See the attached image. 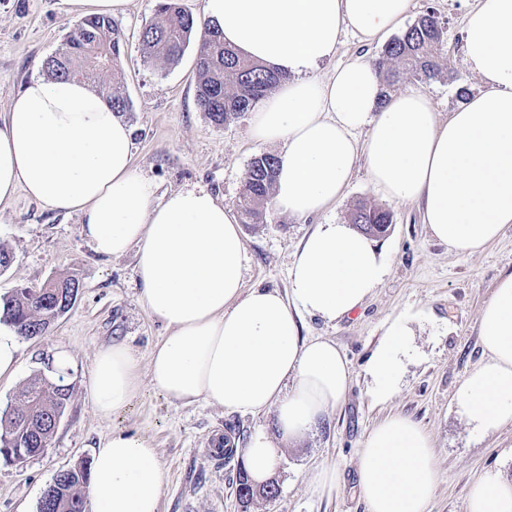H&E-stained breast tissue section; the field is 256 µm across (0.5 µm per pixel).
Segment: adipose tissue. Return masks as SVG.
I'll use <instances>...</instances> for the list:
<instances>
[{
	"mask_svg": "<svg viewBox=\"0 0 512 512\" xmlns=\"http://www.w3.org/2000/svg\"><path fill=\"white\" fill-rule=\"evenodd\" d=\"M409 0H204L203 20L227 45L286 79L252 110V134L281 150L276 206L307 218L341 201L357 160L387 200L412 202L434 238L470 256L512 224V0H477L463 30L466 63L484 88L438 120L429 97L409 91L379 104L375 66L357 58L328 76L314 72L343 28L372 44L404 19ZM131 127L82 78L32 75L0 118V205L17 190L49 210L74 214L99 255L137 252L147 313L169 329L148 376L185 405L274 413L280 440L296 442L346 399L353 376L335 342L300 333L301 314L350 316L385 273L383 254L349 224H320L302 241L287 294L245 288L242 230L202 188H154L133 163ZM482 356L456 401L485 433L512 427V272L478 313ZM408 329L390 326L370 355L371 393L393 395ZM140 386L139 362L121 343L100 347L88 390L103 418L125 409ZM255 431L244 465L266 482L281 454ZM165 481L151 439L121 428L93 452V512H159ZM438 481L430 433L396 413L369 431L357 487L366 512H428ZM468 512H512V481L473 482Z\"/></svg>",
	"mask_w": 512,
	"mask_h": 512,
	"instance_id": "obj_1",
	"label": "adipose tissue"
}]
</instances>
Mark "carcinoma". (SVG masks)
Here are the masks:
<instances>
[{
	"label": "carcinoma",
	"instance_id": "carcinoma-1",
	"mask_svg": "<svg viewBox=\"0 0 512 512\" xmlns=\"http://www.w3.org/2000/svg\"><path fill=\"white\" fill-rule=\"evenodd\" d=\"M156 15L157 19L146 23L141 30L143 57L175 62L197 33L201 21L184 10L178 0H157ZM444 39V27L434 12L428 11L402 34L389 40L373 60L382 80L378 105L385 104L403 80L427 84L437 79L441 75L439 57ZM123 50V33L112 18L93 16L68 36L63 46L44 61L43 67L52 78L96 80L108 72L117 74ZM196 69L197 105L216 125L249 111L286 79L242 58L224 44L219 32L209 28L199 43ZM277 169L278 160L273 155L261 154L251 161L241 191L242 223H262V205L271 197ZM351 223L367 234H382L392 223V216L380 208L360 205L353 211ZM77 285V279L66 276L50 279L46 287L21 286L0 297V321L14 327L23 339L39 336L48 318L70 309L69 289ZM71 397L72 387L59 371L51 378L41 371L28 377L18 400L0 411V447L20 448L27 458L33 456V449L44 450L53 438L49 420L66 411ZM91 476L88 461L67 469L57 484L50 508L40 502L37 512H85L83 508L75 509V504L86 502ZM236 487L242 491L239 500L243 503L257 493L270 499L278 494L273 483L260 488L254 486L243 467L239 469Z\"/></svg>",
	"mask_w": 512,
	"mask_h": 512
}]
</instances>
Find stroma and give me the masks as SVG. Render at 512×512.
Listing matches in <instances>:
<instances>
[{
    "label": "stroma",
    "instance_id": "1",
    "mask_svg": "<svg viewBox=\"0 0 512 512\" xmlns=\"http://www.w3.org/2000/svg\"><path fill=\"white\" fill-rule=\"evenodd\" d=\"M474 4L411 0L403 20L411 25L431 9L447 31L442 77L427 85H402L403 90L426 93L442 119L460 105L461 92L482 87L462 51L465 16ZM154 10L155 0H125L113 16L125 37L118 85L131 105L123 118L133 131L134 163L154 183L155 201L179 189L203 187L239 212L244 174L266 148L253 138L250 113L218 126L200 111L195 97L197 42H190L176 62L144 60L140 33ZM79 22L62 0H0V113L25 80L42 72L44 60ZM361 203L393 216L387 234L375 239L386 265L381 283L349 317L327 323L306 314L301 322L302 335L331 339L346 355L353 373L351 390L344 404L302 442L287 445L273 476L277 497L257 496L245 504L235 494L242 452L256 429L275 434L273 415L230 414L205 402L184 405L145 380L125 410L112 419L101 418L87 391L97 350L125 344L144 368L167 334L142 305L136 254L98 256L81 235L77 216L51 211L25 193L0 205V245L12 256L11 264L0 269L1 296L59 276L71 275L80 283L76 301L49 334L21 340L19 372L0 379L2 409L16 402L31 374L57 365L64 352L69 357L64 375L73 388L42 454L21 464L0 459V512H36L56 473L91 459L98 441L115 427L152 439L166 473L159 512H365L357 488V456L369 430L395 412L411 416L434 440L440 480L429 512H467L469 487L485 474L512 480V431L480 432L455 402L460 383L481 357L478 311L496 280L512 271V226L479 254L455 256L431 236L416 204L382 200L360 163L344 199L321 218L290 217L270 202L263 223L243 225L245 287L259 284L287 293L288 271L302 239L317 222L348 221ZM399 319L408 320L413 330L409 355L395 393L378 402L365 367L385 330ZM221 439L234 449L222 460L212 452ZM322 464L340 472V484L328 498L307 488L314 468Z\"/></svg>",
    "mask_w": 512,
    "mask_h": 512
}]
</instances>
